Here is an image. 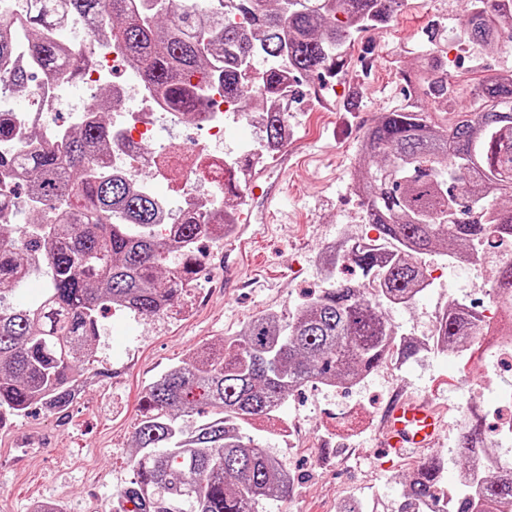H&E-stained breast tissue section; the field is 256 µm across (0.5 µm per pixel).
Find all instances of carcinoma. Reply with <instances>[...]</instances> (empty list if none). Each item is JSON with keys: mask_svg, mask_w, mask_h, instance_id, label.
Instances as JSON below:
<instances>
[{"mask_svg": "<svg viewBox=\"0 0 512 512\" xmlns=\"http://www.w3.org/2000/svg\"><path fill=\"white\" fill-rule=\"evenodd\" d=\"M8 0H0V93L30 90L31 73L14 65L17 41ZM23 9L34 66L68 86L95 60L90 43L68 38L70 21L90 23L118 43L141 84L180 119L198 111L204 87L244 99L279 94L292 73L342 71L356 35L393 21L401 0H242L239 19H224V0H208L204 14L171 17V0H48ZM512 33V0H473L459 36L490 46ZM277 62L263 70L258 88L244 83L257 57ZM423 95L448 102V71L432 55ZM121 103L112 88L95 96L84 122L59 131L40 147L26 146L13 112H0V183L17 180L26 199L0 192V416L25 415L38 406L64 415L75 400L81 367L95 361L98 322L117 308L136 317L170 310L199 274L195 250L200 223L181 212L166 226L184 253H166L156 224L159 197L112 174L114 125ZM286 117L261 115L262 141L282 142ZM357 182L366 223L392 251L380 261L371 249L348 259L377 273L378 292L390 302L413 299L423 271L413 255L436 246L454 249L498 230L512 232V208L491 204L512 192V78L493 77L470 110L450 127L428 121L413 106L382 113L367 128ZM467 182L463 195L448 188ZM44 281L24 297V285ZM474 323L460 307L446 310L437 336L446 350ZM395 343L387 319L350 284L332 285L294 315L254 317L242 334L219 349L203 346L187 362L169 367L146 391L135 429L133 480L121 489L132 510L122 512H260L267 500L293 493L276 459L249 435V424L273 414L288 392L308 380L347 381L378 366ZM467 469L479 470L454 512L512 508V467L481 470L488 445L470 425L458 445ZM444 461L423 462L404 491L399 512L434 498Z\"/></svg>", "mask_w": 512, "mask_h": 512, "instance_id": "cac0c4a2", "label": "carcinoma"}]
</instances>
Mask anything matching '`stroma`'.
<instances>
[{
	"mask_svg": "<svg viewBox=\"0 0 512 512\" xmlns=\"http://www.w3.org/2000/svg\"><path fill=\"white\" fill-rule=\"evenodd\" d=\"M471 9L472 0H404L393 22L369 28L348 48L337 82L316 72L293 77L294 113L316 103L331 85L336 104L319 132L289 148L287 167L274 161L262 169L260 187L283 185L281 211L251 220L223 246L200 244L204 271L199 283L167 314L104 313L97 361L82 371L83 395L69 412L59 416L37 409L0 428V499L7 512H33L34 504L60 493L70 497L74 512H114L116 489L132 478L135 426L150 383L170 366L190 360L198 346L219 347L240 335L257 315L291 316L307 293L328 287L330 279L366 284L351 262L340 263L331 278L310 258L338 231L356 242L375 233L363 221L353 188L361 144L377 116L409 105L414 96L428 58L423 28L439 27L453 87L448 103H428L430 121L455 120L486 79L512 76L507 44L487 49L460 40V25ZM356 88L363 92L360 111H344L347 94ZM417 262L436 268L434 284L409 305L378 302L398 343H417L415 355L398 363L384 360L372 371L360 394L361 413L352 419L344 414L352 400L349 391L305 387L286 397L280 418L305 430L285 458L296 478L295 491L290 499L267 501L262 512H336L344 501L361 503L364 512H396L421 462L413 453L387 472L376 464L372 423L396 390L447 411L451 429L441 434L436 452L446 461L444 482L456 476L462 464L456 423L462 412L475 406L489 418L501 401L500 395L480 389L473 372L491 354L480 350L453 357L421 343L433 330L435 306L450 298L467 302L479 272L452 262L438 248L419 255Z\"/></svg>",
	"mask_w": 512,
	"mask_h": 512,
	"instance_id": "1",
	"label": "stroma"
}]
</instances>
